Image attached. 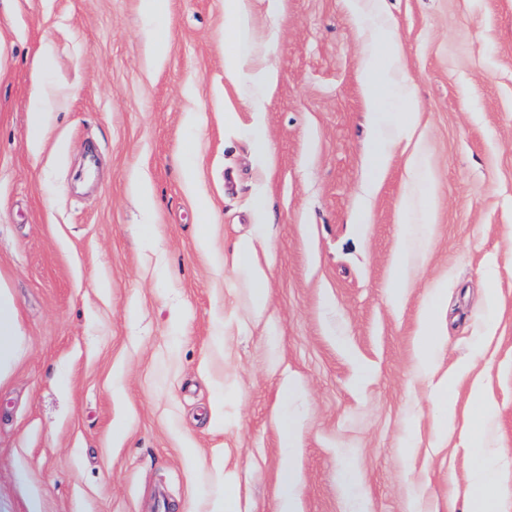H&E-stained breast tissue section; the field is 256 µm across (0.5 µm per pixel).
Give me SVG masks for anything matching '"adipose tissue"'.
Listing matches in <instances>:
<instances>
[{
  "instance_id": "ef3b65f1",
  "label": "adipose tissue",
  "mask_w": 512,
  "mask_h": 512,
  "mask_svg": "<svg viewBox=\"0 0 512 512\" xmlns=\"http://www.w3.org/2000/svg\"><path fill=\"white\" fill-rule=\"evenodd\" d=\"M385 0H356L354 7L377 34L375 49L369 50L364 65L368 87H379L391 94L390 100H376L377 148L385 150L415 127L413 101L400 89L399 74L403 46L388 18ZM224 10L232 23L224 32V75L230 82L240 81L243 71H250L257 93L270 92L277 83L276 70L268 65L254 64V45L248 0H224ZM19 325L12 297L0 289V382L4 381L16 360ZM483 436H476L472 446L480 460L470 475L472 512H502L497 489L501 476L484 456Z\"/></svg>"
}]
</instances>
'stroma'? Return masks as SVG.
Masks as SVG:
<instances>
[{
    "instance_id": "obj_1",
    "label": "stroma",
    "mask_w": 512,
    "mask_h": 512,
    "mask_svg": "<svg viewBox=\"0 0 512 512\" xmlns=\"http://www.w3.org/2000/svg\"><path fill=\"white\" fill-rule=\"evenodd\" d=\"M385 3L433 213L400 305L387 287L411 148L367 195L370 36L351 0H250L278 72L265 96L224 77V0H0V283L24 335L0 383V512H27L31 492L42 512H152L161 497L209 512L227 492L235 512H276L288 468L301 512H469L479 430L512 512V0ZM46 87L62 104L35 145ZM248 238L261 316L233 263ZM431 297L443 343L425 376ZM476 378L489 411L468 401ZM444 390L457 403L441 432ZM51 102L45 91H40L34 98L30 113L31 141L35 142L44 133V112H51ZM254 245L252 241H243L235 250V262L250 270L252 277V303L257 313H263L268 304L265 285V271L254 263Z\"/></svg>"
}]
</instances>
